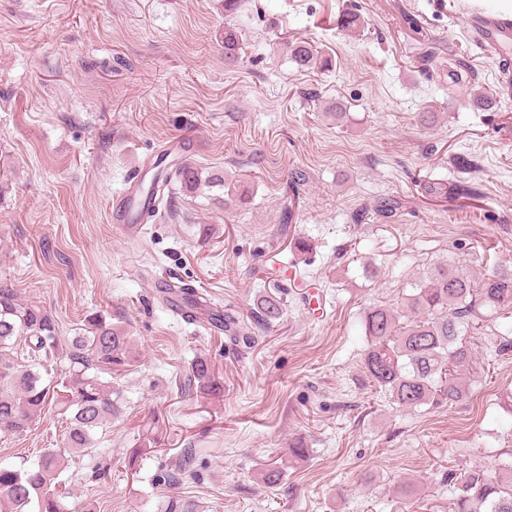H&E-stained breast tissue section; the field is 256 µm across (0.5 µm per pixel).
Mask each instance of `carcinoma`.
<instances>
[{"instance_id":"obj_1","label":"carcinoma","mask_w":512,"mask_h":512,"mask_svg":"<svg viewBox=\"0 0 512 512\" xmlns=\"http://www.w3.org/2000/svg\"><path fill=\"white\" fill-rule=\"evenodd\" d=\"M242 50L235 28L224 29V56ZM293 61L302 68L317 63V53L307 42L291 46ZM180 190L195 192L202 179L188 162L160 181L150 184L149 198L164 195L170 182ZM164 294H177L184 315L193 310L200 296L186 285L171 284ZM512 308V270L474 276L459 266L437 264L412 286L398 312L374 306L366 309L361 325L366 339L363 368L373 386L384 392L398 408L457 405L469 388L464 375L473 369L471 330L490 321L494 329L512 333L505 311ZM282 315V303L272 296L258 299L257 324L266 326ZM209 324L224 334L242 335L238 319L218 309L208 315ZM25 341L29 357L64 362L60 369L62 392L46 381L36 364L22 365L14 356L16 343ZM131 337L121 325L99 315L84 319L83 327L66 345H60L54 317L38 302L23 301L13 289L0 286V435H20L50 404L65 416V446L47 448L30 465L0 466V512H67L59 476L73 454L87 455L95 448L96 434L121 414L120 396L103 375L132 365ZM178 393L191 399L216 396L223 383L216 379L210 360L198 355L188 373L176 382ZM190 457L163 480L173 487L192 475ZM284 464L273 461L261 472L270 488L280 486ZM456 512H512V463L499 474L469 469L454 483Z\"/></svg>"}]
</instances>
